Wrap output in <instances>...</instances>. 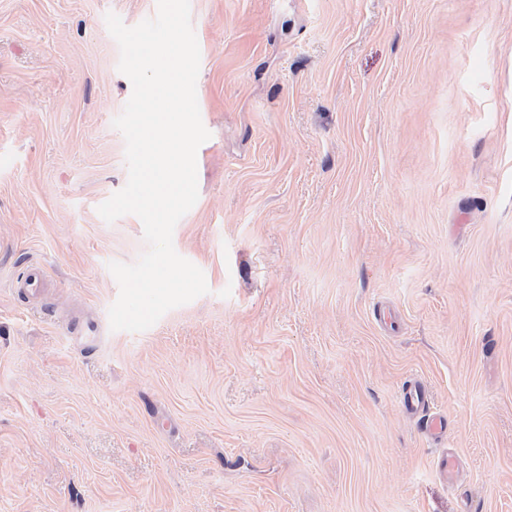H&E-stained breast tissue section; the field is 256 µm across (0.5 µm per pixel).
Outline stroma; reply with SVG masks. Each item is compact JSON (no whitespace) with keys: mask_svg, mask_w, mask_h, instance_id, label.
<instances>
[{"mask_svg":"<svg viewBox=\"0 0 512 512\" xmlns=\"http://www.w3.org/2000/svg\"><path fill=\"white\" fill-rule=\"evenodd\" d=\"M156 10L0 0V512H512V0H190L211 137L173 243L209 291L131 333L105 16ZM47 275L40 264H31L17 277L16 291L25 293L29 299L39 298L46 288ZM401 398L405 408L419 417L422 431L426 437L447 438L448 419L441 413L430 412L431 399L419 381H408L401 390Z\"/></svg>","mask_w":512,"mask_h":512,"instance_id":"35a3bbf8","label":"stroma"}]
</instances>
